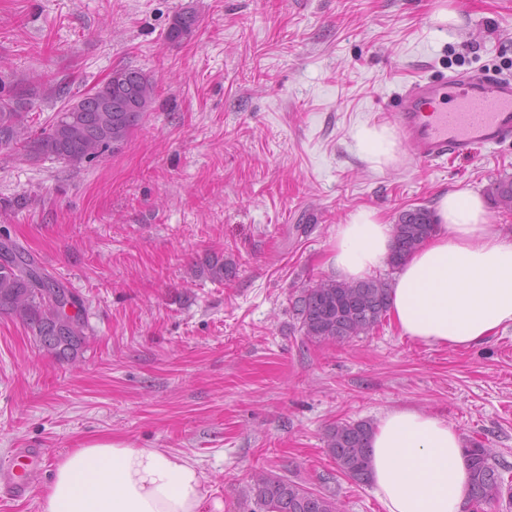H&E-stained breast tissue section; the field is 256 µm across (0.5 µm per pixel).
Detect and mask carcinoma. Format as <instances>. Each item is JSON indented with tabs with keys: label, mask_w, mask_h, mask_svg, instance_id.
Instances as JSON below:
<instances>
[{
	"label": "carcinoma",
	"mask_w": 512,
	"mask_h": 512,
	"mask_svg": "<svg viewBox=\"0 0 512 512\" xmlns=\"http://www.w3.org/2000/svg\"><path fill=\"white\" fill-rule=\"evenodd\" d=\"M198 23L190 11L177 14L167 38L189 36ZM123 80H107L94 93L71 100L39 136L29 135V102L20 92L0 94V147L52 157L67 166L118 152L157 98V84L139 69L122 68ZM495 208L512 212V177L498 179L491 189ZM431 210L417 207L398 215L388 266L394 270L436 231ZM205 271L224 282V259L211 257ZM299 331L310 342L336 343L366 336L387 317L390 282L370 277L357 282L322 278L291 299ZM23 323L39 350L60 362L80 356L89 340L83 304L70 289L49 275L19 243L0 238V314ZM367 421L338 423L326 436L328 455L337 472L359 483L370 481V438ZM471 473L470 507L512 505V480L496 463L493 450L472 439L464 448ZM255 512H339L334 496L310 491L283 477L260 473L249 487Z\"/></svg>",
	"instance_id": "carcinoma-1"
}]
</instances>
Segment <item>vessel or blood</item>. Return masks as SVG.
I'll list each match as a JSON object with an SVG mask.
<instances>
[{
	"label": "vessel or blood",
	"instance_id": "obj_1",
	"mask_svg": "<svg viewBox=\"0 0 512 512\" xmlns=\"http://www.w3.org/2000/svg\"><path fill=\"white\" fill-rule=\"evenodd\" d=\"M393 120L424 164L470 160L482 148L512 138V80L489 75L450 76L421 81L402 98ZM44 450L0 461V491L27 493L33 461Z\"/></svg>",
	"mask_w": 512,
	"mask_h": 512
}]
</instances>
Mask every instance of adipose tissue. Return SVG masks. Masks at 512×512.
Listing matches in <instances>:
<instances>
[{
  "label": "adipose tissue",
  "mask_w": 512,
  "mask_h": 512,
  "mask_svg": "<svg viewBox=\"0 0 512 512\" xmlns=\"http://www.w3.org/2000/svg\"><path fill=\"white\" fill-rule=\"evenodd\" d=\"M363 157L373 169L397 161L384 125L362 126ZM437 231L397 270L391 317L401 335L434 347L470 348L512 327V229L492 223L479 193H443ZM393 227L371 208L336 225L328 264L344 281L385 266ZM370 468L385 512H464L470 473L459 432L446 419L395 408L378 420ZM202 474L180 455L97 437L57 464L42 492V512H200Z\"/></svg>",
  "instance_id": "1"
}]
</instances>
